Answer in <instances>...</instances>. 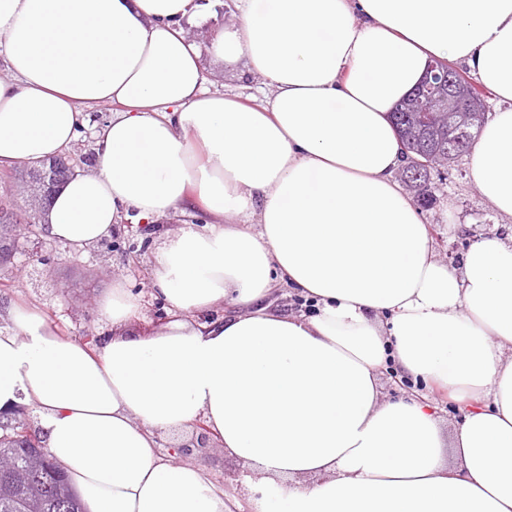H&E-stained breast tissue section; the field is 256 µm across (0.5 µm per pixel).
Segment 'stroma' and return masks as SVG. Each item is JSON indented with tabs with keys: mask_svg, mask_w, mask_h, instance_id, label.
Instances as JSON below:
<instances>
[{
	"mask_svg": "<svg viewBox=\"0 0 512 512\" xmlns=\"http://www.w3.org/2000/svg\"><path fill=\"white\" fill-rule=\"evenodd\" d=\"M218 8L217 0H205V20L194 33L201 63L210 78L208 87L216 92L231 91L244 99L260 96L262 82L249 72L245 59L223 63L213 53L211 43L224 29ZM433 193L434 203L423 207L422 213L434 226L440 258H447L450 246L461 242L459 229L463 226L480 237L501 228L512 235V222L496 214L473 182L467 158H459L443 171ZM157 239V233L147 235L137 229L126 233V244L137 248L139 268L135 271L123 262L120 253L109 252L102 244L75 253L57 240L38 247L33 240L21 239L12 263L0 267V279L7 282L0 291V308L24 300L38 305L68 336L78 340L97 337L104 324L95 308L96 293L111 287L117 278L133 290H145ZM190 461L204 467L226 488L251 496L250 487L239 480L240 463L225 455L222 448L202 449Z\"/></svg>",
	"mask_w": 512,
	"mask_h": 512,
	"instance_id": "obj_1",
	"label": "stroma"
}]
</instances>
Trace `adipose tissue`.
<instances>
[{"mask_svg":"<svg viewBox=\"0 0 512 512\" xmlns=\"http://www.w3.org/2000/svg\"><path fill=\"white\" fill-rule=\"evenodd\" d=\"M237 9L214 52L246 58L256 106L207 89L198 0H0V166L52 161L86 109L119 107L46 236L81 252L131 215H209L159 238L164 325L136 329L143 297L119 280L92 345L6 307L0 415L35 408L86 512H512V238L438 257L389 118L432 60L467 67L501 104L470 174L512 220V0ZM280 285L315 314L272 309ZM385 369L446 392L454 432L436 398L384 394ZM199 420L269 496L160 455Z\"/></svg>","mask_w":512,"mask_h":512,"instance_id":"1","label":"adipose tissue"}]
</instances>
